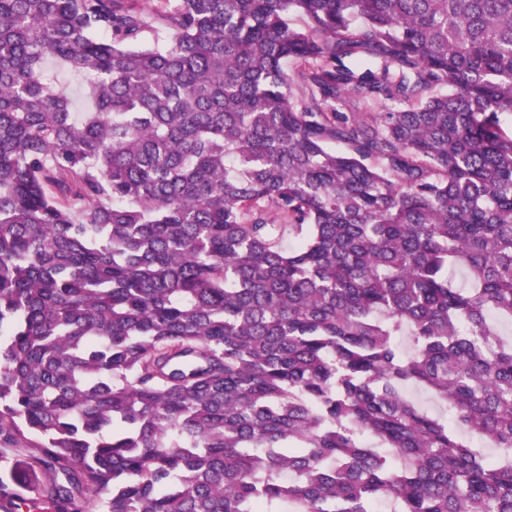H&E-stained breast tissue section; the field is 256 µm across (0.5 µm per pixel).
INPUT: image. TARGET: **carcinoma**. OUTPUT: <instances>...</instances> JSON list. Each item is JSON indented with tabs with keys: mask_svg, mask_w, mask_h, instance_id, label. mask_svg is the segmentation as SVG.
<instances>
[{
	"mask_svg": "<svg viewBox=\"0 0 512 512\" xmlns=\"http://www.w3.org/2000/svg\"><path fill=\"white\" fill-rule=\"evenodd\" d=\"M505 114L512 0H0V512H512ZM48 69L52 71V73L46 74L49 81L53 82L58 78L62 88L74 97V100L76 101V108L79 112H83L88 107L89 101L87 90L82 86L81 79L77 76L70 75L64 69L59 67L50 66ZM84 95L87 96V99Z\"/></svg>",
	"mask_w": 512,
	"mask_h": 512,
	"instance_id": "carcinoma-1",
	"label": "carcinoma"
}]
</instances>
